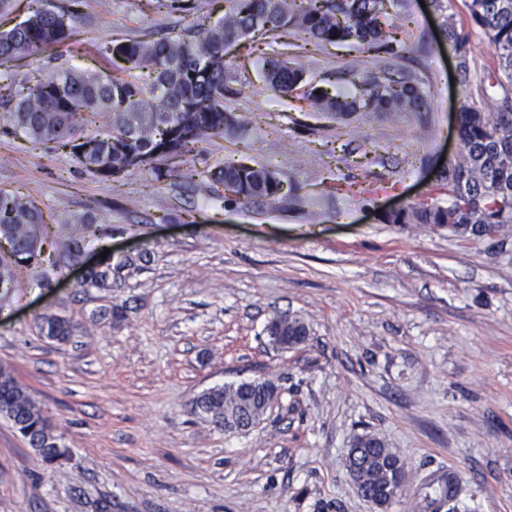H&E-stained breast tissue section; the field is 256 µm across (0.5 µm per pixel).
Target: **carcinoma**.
<instances>
[{"label":"carcinoma","instance_id":"1","mask_svg":"<svg viewBox=\"0 0 512 512\" xmlns=\"http://www.w3.org/2000/svg\"><path fill=\"white\" fill-rule=\"evenodd\" d=\"M25 20L0 31V64L36 54L65 43L73 22L84 15L86 0H66L56 10L38 5ZM159 13L190 18L179 28L158 32L149 41L107 45L105 56L119 57L124 66L110 75L60 68L49 76L18 77L0 72V133L52 145L69 151L87 173L116 182L131 172L146 170L157 183L177 185L194 174L196 145L224 134L240 118L224 108V91L231 79L228 49L238 41L263 51L271 43L263 36L291 29L318 43L355 41L375 57L397 56L398 39L390 10L395 0H224V15L215 21L193 19L195 0H149ZM471 23L497 50L498 68L486 75L489 85L504 90L498 111L481 112L469 104L460 113L463 153L448 164L443 176L447 201L432 197L407 205L397 212H383L386 224H430L448 229V236L468 242L512 235V0H466ZM444 37L458 55L461 83L470 81V49L459 30L455 14L444 23ZM356 93L336 97L305 79L301 66H287L266 58L264 80L274 94L302 92L318 112L347 116L353 112L378 115L426 112L430 90L405 75L391 62L382 66L348 70ZM99 115L102 126L87 132L83 114ZM212 193L229 203L263 199L274 205L282 181L273 170L245 162L228 163L208 172ZM395 189L374 188L354 182L331 187L338 194L361 197ZM44 220L40 208L18 191L0 189V241L9 249L0 252V289L14 287L18 267H42ZM101 234L99 225L87 221L57 252L68 261L79 259L88 236ZM126 264L113 263L112 254L88 273L86 287L108 288L112 277ZM40 333L49 340L64 341L71 334L70 320L62 316L42 318ZM307 328L293 317L288 321V348L305 342ZM270 380L244 381L211 388L200 394L194 408L215 428L224 430L244 422L259 424L266 413ZM0 408L13 415L12 425L50 467L69 460L70 449L55 434L39 403L19 384L12 371L0 366ZM403 460L388 448L377 433L356 435L350 442L348 468L359 493L373 498L380 512L404 495L396 477ZM455 499L448 479L438 494L427 499L426 508L439 510Z\"/></svg>","mask_w":512,"mask_h":512}]
</instances>
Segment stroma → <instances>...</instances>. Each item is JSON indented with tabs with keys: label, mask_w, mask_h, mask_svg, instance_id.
Returning a JSON list of instances; mask_svg holds the SVG:
<instances>
[{
	"label": "stroma",
	"mask_w": 512,
	"mask_h": 512,
	"mask_svg": "<svg viewBox=\"0 0 512 512\" xmlns=\"http://www.w3.org/2000/svg\"><path fill=\"white\" fill-rule=\"evenodd\" d=\"M67 44L9 63L24 75L57 63L108 72L98 52L180 25L149 0L88 4ZM399 65L429 83L428 112L337 118L299 94L275 96L248 43L224 104L248 125L203 142L198 175L177 186L142 173L101 181L68 152L0 135V189L29 196L46 241L95 219L85 241L131 260L111 288L78 285L81 269L20 268L0 294V365L50 417L72 464L42 465L0 418V512H374L347 466L354 435L374 432L406 463L407 488L389 512H423L439 479L458 480L455 512H512V238L480 243L424 224H385L379 211L438 195L440 159L462 151L463 104L492 113L483 74L497 51L468 27L471 80L452 83L457 55L436 0H399ZM273 57L303 60L311 83L367 60L362 46L320 45L286 32ZM242 158L278 173L276 207L212 198L206 169ZM396 188L361 198L336 182ZM123 304L112 322L100 308ZM279 313L301 318L306 343L273 347ZM71 317L65 344L41 316ZM253 379L281 398L246 434L192 415L203 390Z\"/></svg>",
	"instance_id": "obj_1"
}]
</instances>
